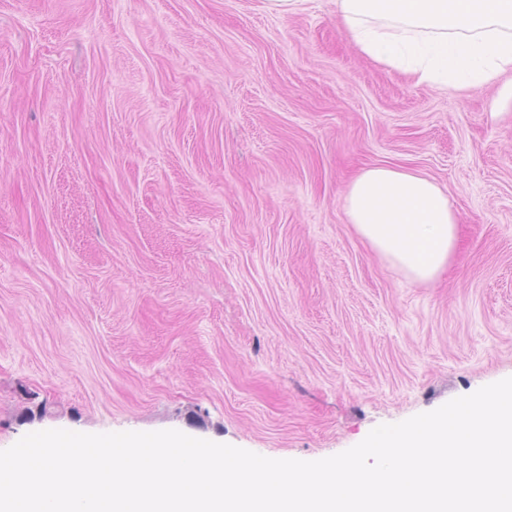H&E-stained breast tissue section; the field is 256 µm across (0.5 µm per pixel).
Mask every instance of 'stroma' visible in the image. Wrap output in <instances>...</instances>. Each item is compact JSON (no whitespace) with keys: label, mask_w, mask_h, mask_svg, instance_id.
<instances>
[{"label":"stroma","mask_w":512,"mask_h":512,"mask_svg":"<svg viewBox=\"0 0 512 512\" xmlns=\"http://www.w3.org/2000/svg\"><path fill=\"white\" fill-rule=\"evenodd\" d=\"M446 189L409 280L365 166ZM512 377V110L372 62L336 0H0V450L174 429L319 460ZM341 205L358 236L415 282L434 281L456 254L457 212L446 190L419 172L364 168L348 183Z\"/></svg>","instance_id":"1"}]
</instances>
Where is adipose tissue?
<instances>
[{"label":"adipose tissue","mask_w":512,"mask_h":512,"mask_svg":"<svg viewBox=\"0 0 512 512\" xmlns=\"http://www.w3.org/2000/svg\"><path fill=\"white\" fill-rule=\"evenodd\" d=\"M350 42L374 62L438 89L512 73V0H337ZM358 236L411 280L434 281L457 251L459 219L435 180L364 168L341 199Z\"/></svg>","instance_id":"ef3b65f1"}]
</instances>
